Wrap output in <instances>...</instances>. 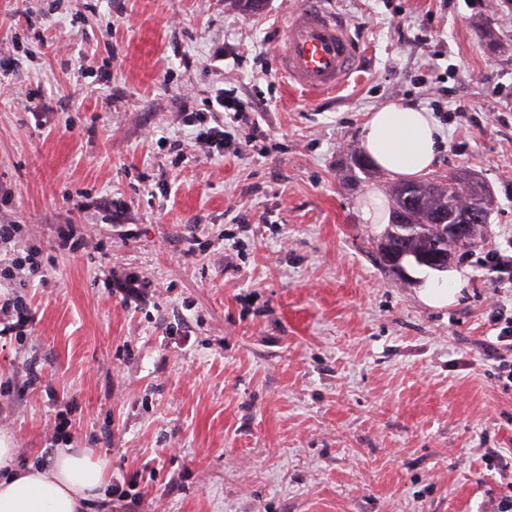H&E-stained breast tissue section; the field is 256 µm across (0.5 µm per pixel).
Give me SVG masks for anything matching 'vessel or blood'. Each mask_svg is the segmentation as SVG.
Returning <instances> with one entry per match:
<instances>
[{
    "label": "vessel or blood",
    "mask_w": 512,
    "mask_h": 512,
    "mask_svg": "<svg viewBox=\"0 0 512 512\" xmlns=\"http://www.w3.org/2000/svg\"><path fill=\"white\" fill-rule=\"evenodd\" d=\"M359 45L346 22L322 0H300L288 16L278 68L290 85L314 93L345 87L356 72Z\"/></svg>",
    "instance_id": "1"
}]
</instances>
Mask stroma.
I'll return each instance as SVG.
<instances>
[{"label": "stroma", "mask_w": 512, "mask_h": 512, "mask_svg": "<svg viewBox=\"0 0 512 512\" xmlns=\"http://www.w3.org/2000/svg\"><path fill=\"white\" fill-rule=\"evenodd\" d=\"M497 2L325 0L364 68L311 94L276 62L298 0H0V221L21 227L0 260L35 247L42 266L0 281L30 316L0 335L15 465L105 458L94 512H490L512 481L486 465L512 458L491 314L512 313V274L486 264H512ZM185 87L196 110L220 88L257 103L255 151H199ZM390 101L440 106L432 178L469 168L494 196L482 247L443 276L380 264L385 229L359 216L396 183L361 148ZM441 285L452 304L420 301Z\"/></svg>", "instance_id": "1"}]
</instances>
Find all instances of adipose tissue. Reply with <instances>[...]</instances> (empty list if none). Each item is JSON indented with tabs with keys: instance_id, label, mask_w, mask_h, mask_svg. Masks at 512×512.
<instances>
[{
	"instance_id": "1",
	"label": "adipose tissue",
	"mask_w": 512,
	"mask_h": 512,
	"mask_svg": "<svg viewBox=\"0 0 512 512\" xmlns=\"http://www.w3.org/2000/svg\"><path fill=\"white\" fill-rule=\"evenodd\" d=\"M444 140L431 113L414 104L389 103L369 113L361 141L373 164L391 177L429 173ZM14 450L0 437V512H87L107 478L104 460L61 448L51 466H12Z\"/></svg>"
}]
</instances>
